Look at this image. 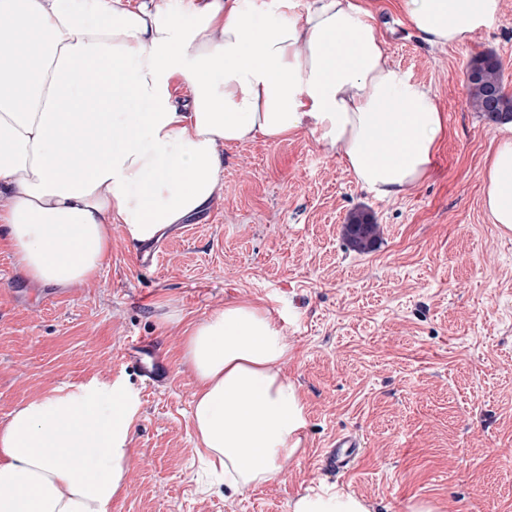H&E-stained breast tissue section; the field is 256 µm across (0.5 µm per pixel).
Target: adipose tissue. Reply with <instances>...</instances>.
<instances>
[{"instance_id":"obj_1","label":"adipose tissue","mask_w":512,"mask_h":512,"mask_svg":"<svg viewBox=\"0 0 512 512\" xmlns=\"http://www.w3.org/2000/svg\"><path fill=\"white\" fill-rule=\"evenodd\" d=\"M401 3L432 46L465 44L500 13V0ZM302 131L390 199L428 176L446 122L431 90L390 61L362 0H310L299 16L264 15L251 0H0V237L32 282L87 283L113 225L143 244L205 208L222 147ZM483 205L512 231V125ZM288 353L268 309L247 301L186 331L197 453L227 493L269 482L301 452L306 405ZM135 415L119 382L15 410L0 427V512H109ZM292 512L373 507L336 483L306 489Z\"/></svg>"}]
</instances>
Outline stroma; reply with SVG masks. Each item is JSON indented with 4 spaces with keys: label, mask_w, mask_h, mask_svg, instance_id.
Segmentation results:
<instances>
[{
    "label": "stroma",
    "mask_w": 512,
    "mask_h": 512,
    "mask_svg": "<svg viewBox=\"0 0 512 512\" xmlns=\"http://www.w3.org/2000/svg\"><path fill=\"white\" fill-rule=\"evenodd\" d=\"M390 60L431 88L447 136L429 176L394 199L361 190L306 132L225 147L222 187L157 242V265L120 227L94 279L35 287L0 240V427L35 396L121 382L137 405L127 490L110 512H291L307 487L338 483L375 512H512V233L483 207L500 135L468 102L473 58L494 55L512 93V0L468 43L424 44L400 0H367ZM380 232L354 251L350 213ZM233 301L284 329L285 372L306 405L303 451L241 495L204 482L190 421L196 389L184 331ZM153 341L163 384L127 355ZM339 434L362 441L349 473L326 466Z\"/></svg>",
    "instance_id": "35a3bbf8"
}]
</instances>
